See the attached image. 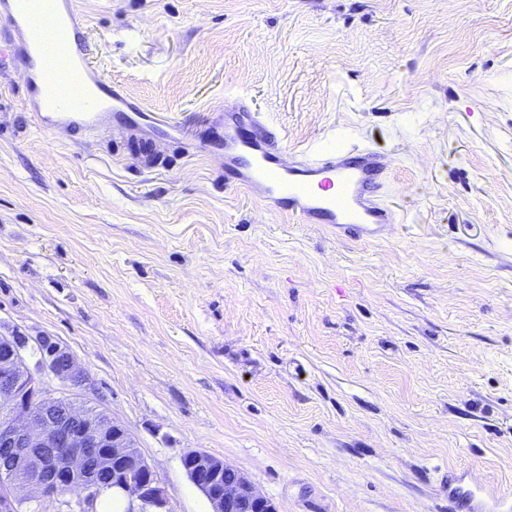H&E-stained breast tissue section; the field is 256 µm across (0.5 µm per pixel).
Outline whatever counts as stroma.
<instances>
[{
  "instance_id": "stroma-1",
  "label": "stroma",
  "mask_w": 512,
  "mask_h": 512,
  "mask_svg": "<svg viewBox=\"0 0 512 512\" xmlns=\"http://www.w3.org/2000/svg\"><path fill=\"white\" fill-rule=\"evenodd\" d=\"M94 62L187 126L237 95L289 151L377 148L402 222L352 244L112 134H54L0 59V332L50 336L171 512L181 456L278 512H448L465 471L512 512V0H79Z\"/></svg>"
}]
</instances>
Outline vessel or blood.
<instances>
[{
    "label": "vessel or blood",
    "instance_id": "b4317fda",
    "mask_svg": "<svg viewBox=\"0 0 512 512\" xmlns=\"http://www.w3.org/2000/svg\"><path fill=\"white\" fill-rule=\"evenodd\" d=\"M88 25L78 0H0V44L25 78L39 127L95 134L121 126L134 132L153 116L129 102L85 52ZM170 138L195 153L219 150L224 181L294 224H324L342 242L391 234L401 217L387 200L390 164L371 147H318L288 155L281 135L246 97L226 109L223 124L194 133L170 124ZM448 501L466 512H495L498 501L467 473L449 471Z\"/></svg>",
    "mask_w": 512,
    "mask_h": 512
}]
</instances>
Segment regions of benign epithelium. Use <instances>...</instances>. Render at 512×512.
Listing matches in <instances>:
<instances>
[{
  "label": "benign epithelium",
  "mask_w": 512,
  "mask_h": 512,
  "mask_svg": "<svg viewBox=\"0 0 512 512\" xmlns=\"http://www.w3.org/2000/svg\"><path fill=\"white\" fill-rule=\"evenodd\" d=\"M0 335V512H19L25 501H41L79 490L82 510L95 506L101 486L86 479L87 462L112 469V492L127 512H170L165 487L137 450L132 434L104 411L78 407L46 385L48 373L71 385L87 373L68 349L50 336L37 340ZM182 466L209 501L212 512H278L239 471L206 451L189 450Z\"/></svg>",
  "instance_id": "1"
}]
</instances>
